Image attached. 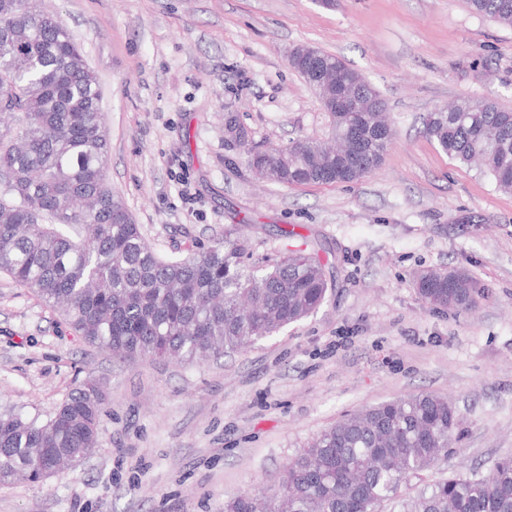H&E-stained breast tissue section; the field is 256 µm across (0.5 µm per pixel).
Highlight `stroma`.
<instances>
[{
    "mask_svg": "<svg viewBox=\"0 0 512 512\" xmlns=\"http://www.w3.org/2000/svg\"><path fill=\"white\" fill-rule=\"evenodd\" d=\"M82 45L102 93L107 178L149 244L182 258L243 211L256 258L309 246L326 299L246 350L203 362L118 360L0 274V402L49 418L94 380L98 446L42 483L0 484V512H223L274 487L328 426L403 395L462 418L422 479L512 456V192L448 156L428 112L466 98L512 109V27L467 0H42ZM336 55L379 92L394 131L354 184L255 180L224 127L258 150L328 139L330 118L288 64ZM468 271L475 308L432 309L415 273ZM421 479V480H422Z\"/></svg>",
    "mask_w": 512,
    "mask_h": 512,
    "instance_id": "obj_1",
    "label": "stroma"
}]
</instances>
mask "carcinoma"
<instances>
[{
  "instance_id": "cac0c4a2",
  "label": "carcinoma",
  "mask_w": 512,
  "mask_h": 512,
  "mask_svg": "<svg viewBox=\"0 0 512 512\" xmlns=\"http://www.w3.org/2000/svg\"><path fill=\"white\" fill-rule=\"evenodd\" d=\"M472 10L512 26V0H468ZM340 85L384 105L338 57ZM335 144L299 137L256 151L235 145L248 170L271 183L352 184L383 161L391 138L372 112H331ZM427 135L453 159L479 162L512 191V111L464 98L430 112ZM108 134L97 78L59 17L36 0H0V273L61 309L86 341L112 356L176 363L242 351L315 313L328 288L318 253L289 249L254 261L240 225L179 260L160 257L106 177ZM418 292L432 308L468 309L477 283L459 270L427 271ZM106 397L93 382L42 422L0 407V484L34 483L98 443ZM455 407L431 393L402 396L346 416L289 462L275 488L240 493L224 512H512V457L486 476L448 477L400 498L404 483L448 452L460 427Z\"/></svg>"
}]
</instances>
